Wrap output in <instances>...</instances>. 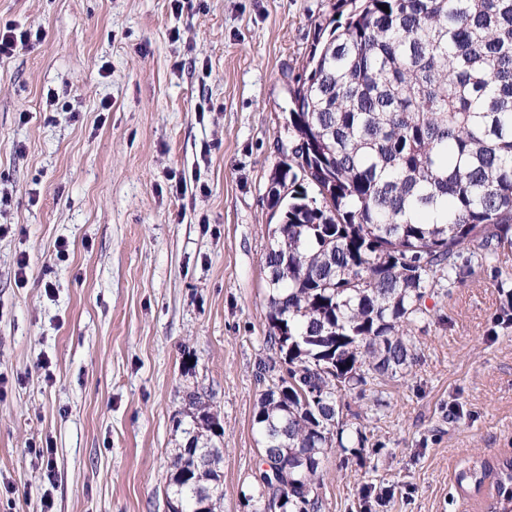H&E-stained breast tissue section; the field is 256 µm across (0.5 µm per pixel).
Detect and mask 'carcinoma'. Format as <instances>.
I'll use <instances>...</instances> for the list:
<instances>
[{
    "mask_svg": "<svg viewBox=\"0 0 512 512\" xmlns=\"http://www.w3.org/2000/svg\"><path fill=\"white\" fill-rule=\"evenodd\" d=\"M345 23L309 54L293 91V140L273 177L265 255L267 383L253 416L262 512H322L327 451H346L341 393L414 360L408 328L427 291L497 268L512 247V0H345ZM388 10H382V7ZM497 324L512 325V283ZM170 465L183 512H222L224 431L189 395ZM491 512H512V460Z\"/></svg>",
    "mask_w": 512,
    "mask_h": 512,
    "instance_id": "1",
    "label": "carcinoma"
}]
</instances>
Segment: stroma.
Returning a JSON list of instances; mask_svg holds the SVG:
<instances>
[{
  "label": "stroma",
  "mask_w": 512,
  "mask_h": 512,
  "mask_svg": "<svg viewBox=\"0 0 512 512\" xmlns=\"http://www.w3.org/2000/svg\"><path fill=\"white\" fill-rule=\"evenodd\" d=\"M338 18L336 0H0V26L42 34L0 59V512H168L194 391L224 430L223 512H250L268 187ZM502 277L512 251L428 292L409 368L343 393L367 442L325 455L322 512H488L493 478L459 476L512 458Z\"/></svg>",
  "instance_id": "stroma-1"
}]
</instances>
